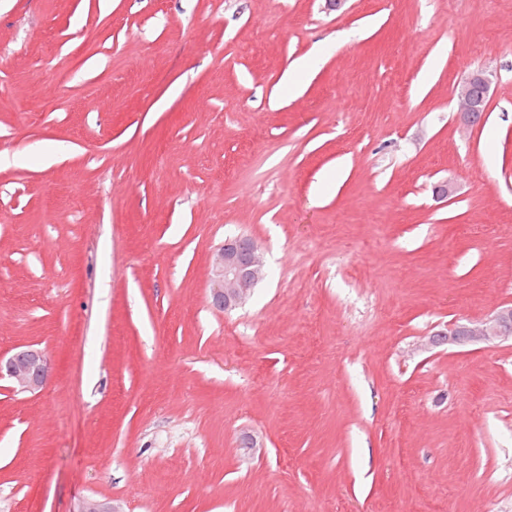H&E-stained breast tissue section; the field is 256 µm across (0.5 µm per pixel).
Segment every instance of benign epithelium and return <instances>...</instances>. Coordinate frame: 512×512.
<instances>
[{"instance_id": "7a95c632", "label": "benign epithelium", "mask_w": 512, "mask_h": 512, "mask_svg": "<svg viewBox=\"0 0 512 512\" xmlns=\"http://www.w3.org/2000/svg\"><path fill=\"white\" fill-rule=\"evenodd\" d=\"M491 81L482 70L471 72L457 91L459 112L465 123H480L490 100ZM264 261L260 249L249 237L224 243L212 256L211 296L213 303L228 311L239 306L263 280ZM512 339V305L495 310L479 325L448 324V343L465 346L479 341ZM51 359L42 349L27 347L0 359V377L11 380L18 392H31L46 382Z\"/></svg>"}]
</instances>
